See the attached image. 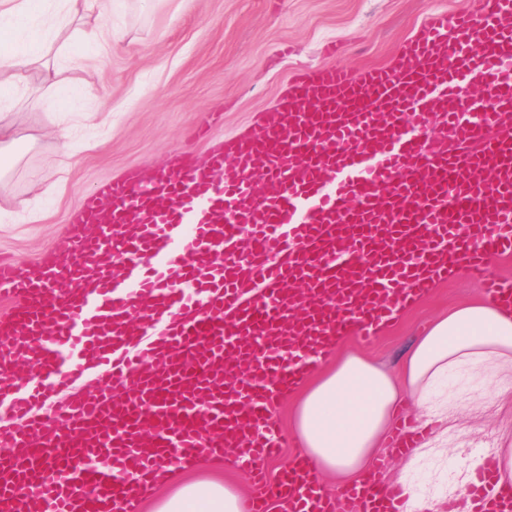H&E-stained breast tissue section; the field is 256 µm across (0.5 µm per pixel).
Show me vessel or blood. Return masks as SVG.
<instances>
[{
	"mask_svg": "<svg viewBox=\"0 0 512 512\" xmlns=\"http://www.w3.org/2000/svg\"><path fill=\"white\" fill-rule=\"evenodd\" d=\"M474 79L487 105L469 121ZM435 115L448 140L407 134ZM61 251L0 259V364L31 365L0 378V512H140L159 467L202 454L253 475L243 512H402L381 459L332 496L304 464L268 479L287 441L273 406L458 270L512 308L487 274L512 256V0L431 14L389 65L293 79L205 161L127 171L83 197ZM422 437L403 424L391 442ZM465 497L512 512L492 463Z\"/></svg>",
	"mask_w": 512,
	"mask_h": 512,
	"instance_id": "1",
	"label": "vessel or blood"
}]
</instances>
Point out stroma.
<instances>
[{"mask_svg":"<svg viewBox=\"0 0 512 512\" xmlns=\"http://www.w3.org/2000/svg\"><path fill=\"white\" fill-rule=\"evenodd\" d=\"M482 0H115L102 23L112 41L101 56L65 30L52 53L77 96L58 93L31 71L0 98V119L24 141L14 167L0 178V255L29 265L55 253L81 198L130 168L166 165L177 152L205 160L211 144L256 128L297 75L332 65L350 70L392 63L401 45L435 11L479 13ZM105 114L103 129L84 128L73 149L56 130L82 113ZM219 121H212L213 113ZM207 138H196L200 127ZM66 170L64 191L48 201L38 183ZM481 295L466 273L440 284L398 314L373 343L348 338L335 356L358 355L397 374L403 351L432 322ZM448 431L443 447L412 454L384 448L385 479L412 482L420 494L456 502L469 476L463 454L498 442L512 425V389L491 394L488 380L449 381Z\"/></svg>","mask_w":512,"mask_h":512,"instance_id":"35a3bbf8","label":"stroma"}]
</instances>
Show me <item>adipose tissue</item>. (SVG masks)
I'll return each mask as SVG.
<instances>
[{
  "label": "adipose tissue",
  "instance_id": "1",
  "mask_svg": "<svg viewBox=\"0 0 512 512\" xmlns=\"http://www.w3.org/2000/svg\"><path fill=\"white\" fill-rule=\"evenodd\" d=\"M98 0H0V32L10 45L0 49V96L24 83L43 58L49 37L94 13ZM465 369L512 384V314L478 299L436 319L404 358L392 378L355 355L322 365L292 409L298 459L312 471L350 481L368 472L403 396L425 403L432 385L448 372ZM161 468L146 499L148 512H241L242 495L223 479L174 482Z\"/></svg>",
  "mask_w": 512,
  "mask_h": 512
}]
</instances>
